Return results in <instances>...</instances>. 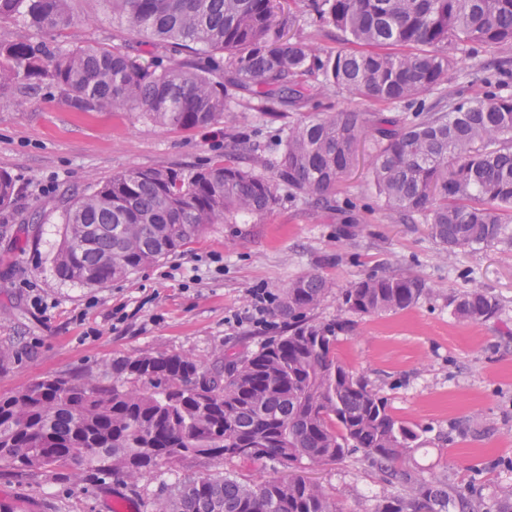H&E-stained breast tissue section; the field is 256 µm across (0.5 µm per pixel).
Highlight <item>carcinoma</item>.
I'll list each match as a JSON object with an SVG mask.
<instances>
[{
    "mask_svg": "<svg viewBox=\"0 0 512 512\" xmlns=\"http://www.w3.org/2000/svg\"><path fill=\"white\" fill-rule=\"evenodd\" d=\"M69 0H0V19L22 15L48 34L75 22ZM153 45L208 63L119 48L73 50L44 41L0 38V98L56 88L79 112L135 111L178 130L219 124L231 103H255L278 128V151L257 155L246 138L227 141L251 164L215 158L181 171L143 168L112 176L73 200L55 257L63 281L102 287L154 264L211 224L261 219L278 203L277 185L328 203L352 167L360 142L374 145L372 182L401 220L427 225L455 252L512 244V95L504 58L484 76L483 95H423L448 84L456 56L512 48V0H106ZM303 4L349 46L317 52L290 34ZM319 82L379 106L411 113L299 114ZM15 196L0 172V208ZM331 288L317 272L290 283L278 302L288 331L254 353L205 368L166 352L114 357L77 375H56L0 396V468L37 475L87 469L134 476L182 456L254 465H288V474L249 480L199 473L163 482L144 512H338L336 498L295 463L329 465L360 452L409 498L385 495L377 512H441L448 486L396 468L418 428L396 418L386 399L335 356L346 320L307 319ZM428 291L402 271L368 276L342 294L357 314L406 309ZM495 301L479 289L457 299V317L491 316Z\"/></svg>",
    "mask_w": 512,
    "mask_h": 512,
    "instance_id": "cac0c4a2",
    "label": "carcinoma"
}]
</instances>
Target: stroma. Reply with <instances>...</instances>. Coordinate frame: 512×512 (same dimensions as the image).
<instances>
[{
  "label": "stroma",
  "instance_id": "1",
  "mask_svg": "<svg viewBox=\"0 0 512 512\" xmlns=\"http://www.w3.org/2000/svg\"><path fill=\"white\" fill-rule=\"evenodd\" d=\"M78 21L44 34L24 17L0 22V38L46 41L72 50L97 43L154 49L127 24H115L102 0H71ZM275 144V128L245 102L228 122L194 131L162 128L135 112H79L54 89L0 99V171L15 184V202L0 225L31 222L28 237H0V345L15 362L0 369V395L47 376L104 363L115 356L164 351L211 364L242 357L285 333L275 313L247 318L249 291L282 295L293 280L317 271L332 283L309 319L349 320L336 355L362 375L392 413L419 429L401 462L416 476L448 486V512L462 501L496 512L512 496V246L446 252L422 224L390 214L371 183V141L336 188L332 206L312 207L287 185L263 219L214 224L158 264L104 288L60 280L54 257L65 211L75 198L113 175L137 168L191 170L224 153V134ZM354 223H346L345 213ZM399 269L422 280L428 294L397 311H346L342 294L353 282ZM495 299L488 319L458 318L453 299L472 289ZM174 457L134 478L89 480L77 469L31 477L0 471V500L18 512H142L163 480L233 470ZM300 470L336 498L340 512H376L383 494L402 495L362 455L326 466L301 461Z\"/></svg>",
  "mask_w": 512,
  "mask_h": 512
}]
</instances>
